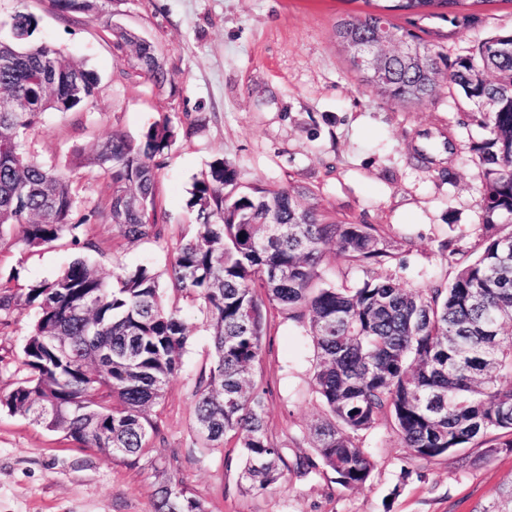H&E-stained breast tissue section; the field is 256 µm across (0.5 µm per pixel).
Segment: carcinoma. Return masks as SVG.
Returning <instances> with one entry per match:
<instances>
[{"label":"carcinoma","mask_w":512,"mask_h":512,"mask_svg":"<svg viewBox=\"0 0 512 512\" xmlns=\"http://www.w3.org/2000/svg\"><path fill=\"white\" fill-rule=\"evenodd\" d=\"M336 26L338 44L376 41L386 25L391 40L377 46L383 75L362 80L369 92L406 108L432 98L442 84L457 89L485 136L473 146L483 173V239L478 257L447 285L399 287L372 275L356 288L328 285L321 264L328 245L345 260L383 265L393 253L374 224L340 220L310 191L251 187L241 172L218 158L191 191L195 232L172 247L167 283L148 268H122L112 283L77 259L50 280L0 282V325L20 306L36 320L22 364L28 375L0 396V406L61 434L78 448L137 463L149 452L159 425V405L178 373L189 336L180 311L165 303L171 288L197 304L213 339L208 373L195 392L194 433L204 448L229 435L242 437V479L250 491L280 484L291 469L321 464L335 483L354 489L375 463L356 435L382 417L392 420L402 447L422 459L463 448L483 449L491 460L512 453V34L478 41L442 72L440 52L388 18L390 12L440 16L451 22L469 5L486 0H387ZM69 20L96 7L92 0H52ZM12 39L0 40V251L20 253L60 240L98 250L91 225L107 220L132 241L165 238L167 216L159 200V171L179 136L194 121L153 122L134 142L114 134L78 163L107 180L111 193L72 220L76 198L69 174L27 155L29 132L51 112L96 106L94 72L54 47L35 41L36 17L21 7L11 17ZM114 49L130 53L125 80L142 79L161 94L173 73L154 43L132 41L107 24ZM81 75V92L72 78ZM303 326L316 350L314 387L325 417L309 429L318 461L289 465L270 439L265 392L252 378L263 352L265 312ZM161 476L155 512H207L205 502L166 476L167 461H150ZM474 512H512V487Z\"/></svg>","instance_id":"obj_1"}]
</instances>
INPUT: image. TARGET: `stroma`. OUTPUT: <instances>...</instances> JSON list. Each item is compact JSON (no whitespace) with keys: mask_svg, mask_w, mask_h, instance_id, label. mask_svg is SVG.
Masks as SVG:
<instances>
[{"mask_svg":"<svg viewBox=\"0 0 512 512\" xmlns=\"http://www.w3.org/2000/svg\"><path fill=\"white\" fill-rule=\"evenodd\" d=\"M22 5L37 17L40 40L100 78L96 109L48 114L26 143L31 158L70 172L77 214L110 189L88 169L75 168L76 150L115 134L139 139L165 115L187 114L202 124L177 140L160 171L165 243L130 242L101 222L92 229L98 251L83 255L57 243L25 254L2 252L0 280L50 279L82 255L108 279L138 265L166 274L171 245L196 225L189 206L193 183L217 158L232 162L249 185L310 189L340 218L376 225L394 254L383 271L401 287L450 282L477 252L483 177L470 147L484 131L466 117L456 89L441 87L407 109L363 90L335 29L363 14L364 0H98L97 9L68 21L50 0H0L1 40L9 38L10 17ZM109 20L157 45L175 74L171 92L158 96L144 81L121 78L128 62L112 47ZM394 21L434 45L447 72L477 41L512 31V0H482L455 27L438 17L399 13ZM428 138L452 148L421 168L411 156ZM450 238L457 254L440 249ZM166 300L186 315L190 336L154 417L161 447L173 458L171 476L209 512H471L512 483V454L487 462L472 447L465 464L453 455L423 460L402 446L385 418L357 436L375 461L364 485L344 488L318 467L303 475L289 471L271 490L247 491L240 438L203 448L193 430L196 385L213 353L208 323L180 294L167 292ZM32 321V311L22 306L9 326H0V394L27 374L22 347ZM314 364L303 327L268 310L254 379L266 392L268 434L291 463L312 455L308 429L324 415ZM159 482L147 464H123L75 447L0 409V512H154Z\"/></svg>","mask_w":512,"mask_h":512,"instance_id":"35a3bbf8","label":"stroma"}]
</instances>
